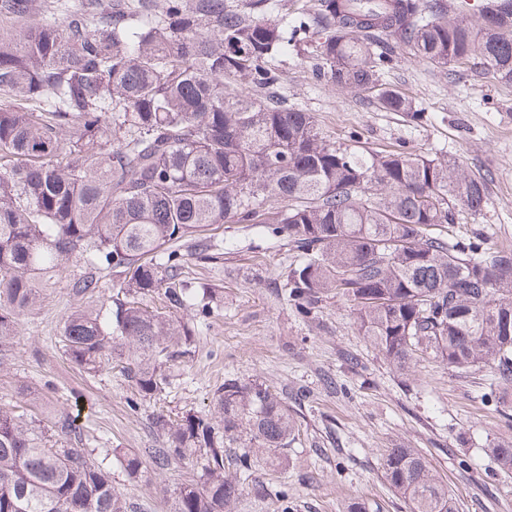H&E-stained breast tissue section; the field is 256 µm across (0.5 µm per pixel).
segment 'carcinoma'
Masks as SVG:
<instances>
[{
    "mask_svg": "<svg viewBox=\"0 0 512 512\" xmlns=\"http://www.w3.org/2000/svg\"><path fill=\"white\" fill-rule=\"evenodd\" d=\"M266 2L81 0L61 22L0 33V347L66 264L82 266L68 283L80 299L101 293L108 271L115 293L64 319L65 355L94 373L115 363L154 399L196 352L194 328L171 310L215 311L212 290L184 275L183 256L218 259L203 232L225 223L271 224L298 253L282 294L299 315L334 294L396 367L425 355L485 370L493 388L511 384L512 251L437 232L460 208L483 210L486 179L456 160L326 140L312 113L269 93L279 80L269 60L285 38ZM318 2L297 25L330 23L317 46L328 81L382 110L420 117L382 83L383 58L364 40L374 29L442 71L477 57L512 82V10L476 30L428 0ZM37 7L0 0L16 19ZM269 201L283 206L268 211ZM158 293L168 310L145 303ZM151 424L159 447L111 449L128 476L190 460L198 479L175 490L170 512H232L243 493H270L256 467L279 459L296 422L265 384L226 379L208 410L154 413ZM52 427L62 440L75 433L67 414ZM243 432L249 447L224 448ZM43 438L35 419L0 406V512H133L91 453ZM489 452L512 471V448ZM382 472L411 512H457L416 449H390Z\"/></svg>",
    "mask_w": 512,
    "mask_h": 512,
    "instance_id": "cac0c4a2",
    "label": "carcinoma"
}]
</instances>
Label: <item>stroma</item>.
Segmentation results:
<instances>
[{
    "label": "stroma",
    "instance_id": "stroma-1",
    "mask_svg": "<svg viewBox=\"0 0 512 512\" xmlns=\"http://www.w3.org/2000/svg\"><path fill=\"white\" fill-rule=\"evenodd\" d=\"M321 38L316 31L289 35L287 52L274 61L281 76L276 95L314 113L338 146L456 160L486 178L484 209L459 213L448 235L512 250V83L494 78L477 58L440 72L389 36L372 35L391 55L383 83L422 112L414 122L327 83L315 54ZM214 236L224 243L223 255L206 266L188 261L184 272L216 289L221 306L203 322L192 309L179 310L196 329V353L175 367L166 398L139 400L118 372L88 374L66 359L59 343L64 317L111 294L106 288L85 303L74 298L68 282L79 269L72 266L42 290L0 354V405L24 406L45 424L58 414L75 416L72 447L141 452L161 442L149 424L153 412L204 410L225 379L257 381L285 399L295 438L282 465L256 473L277 495L261 502L243 497L235 512H347L354 502L366 512H409L382 477L391 448L419 449L459 512H512V472H501L488 456L490 448L512 445V385L493 391L486 372L461 374L428 359L398 369L359 335L344 299L325 298L305 318L278 296L295 258L290 246L268 241L257 224H227ZM350 354L358 366L347 363ZM327 376L338 390L325 387ZM106 465L136 512H169L173 489L195 472L175 462L131 478L115 457Z\"/></svg>",
    "mask_w": 512,
    "mask_h": 512
}]
</instances>
